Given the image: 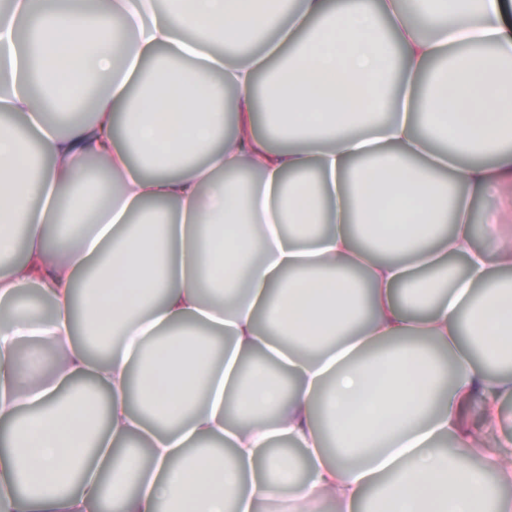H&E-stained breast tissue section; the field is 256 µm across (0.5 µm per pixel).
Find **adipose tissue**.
Wrapping results in <instances>:
<instances>
[{
  "mask_svg": "<svg viewBox=\"0 0 512 512\" xmlns=\"http://www.w3.org/2000/svg\"><path fill=\"white\" fill-rule=\"evenodd\" d=\"M0 27V255L27 241L0 302L35 285L54 308L0 317V512H358L369 493L375 512H512L460 413L485 390L495 433L512 398V228L487 212L473 246L459 191L512 185L499 0H102L91 18L16 0ZM46 32L80 48L67 82ZM245 34L264 56L230 61ZM91 81L109 88L91 121L46 122ZM89 157L116 190L84 183ZM243 256L204 301L201 273ZM46 346L65 359L49 379ZM276 438L305 481L264 455Z\"/></svg>",
  "mask_w": 512,
  "mask_h": 512,
  "instance_id": "ef3b65f1",
  "label": "adipose tissue"
}]
</instances>
